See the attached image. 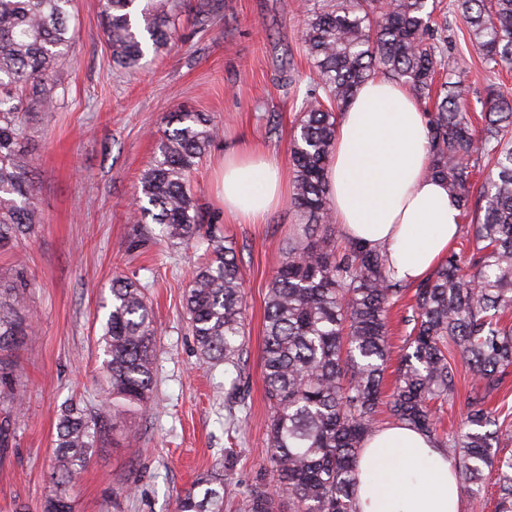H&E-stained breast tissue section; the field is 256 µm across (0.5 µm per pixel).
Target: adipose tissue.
<instances>
[{
    "label": "adipose tissue",
    "instance_id": "adipose-tissue-1",
    "mask_svg": "<svg viewBox=\"0 0 512 512\" xmlns=\"http://www.w3.org/2000/svg\"><path fill=\"white\" fill-rule=\"evenodd\" d=\"M428 165L425 113L401 83L370 77L339 116L328 194L341 236L379 250L405 284L441 263L462 226L461 208ZM221 193L225 214L258 224L286 197L288 172L273 154H228ZM356 504L358 512H460L461 494L445 451L392 424L363 445Z\"/></svg>",
    "mask_w": 512,
    "mask_h": 512
}]
</instances>
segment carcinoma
I'll list each match as a JSON object with an SVG mask.
<instances>
[{"label": "carcinoma", "instance_id": "carcinoma-1", "mask_svg": "<svg viewBox=\"0 0 512 512\" xmlns=\"http://www.w3.org/2000/svg\"><path fill=\"white\" fill-rule=\"evenodd\" d=\"M72 0H0V248L37 233L31 154L25 117L56 101V70L70 61ZM469 40L491 73L512 71V0H453ZM102 28L115 65L133 70L147 43L167 47L177 36L179 0H100ZM429 0H336L308 9L302 41L313 60L316 88L303 99L290 148L300 233L278 261L264 312L263 362L270 417L268 461L279 492L239 493L224 472L208 471L176 499L175 512H357L356 470L365 440L385 407L393 421L428 434L445 449L459 482L494 480L495 512H512V426L488 400L512 374V96L486 92L481 125L468 111L474 90L465 62L443 52L448 22L436 21ZM382 73L418 100L434 101L429 118V173L471 214L466 253L451 251L415 285L405 323L411 326L398 377L382 384L388 361L389 309L407 285L383 255L350 245L336 251L324 172L338 112L368 77ZM154 163L142 175L136 223L151 219L148 239L203 247L210 261L194 268L185 313L202 358L239 368L245 339L243 274L232 246L205 219L190 177L218 128L204 112L177 108L163 118ZM488 159L491 172L471 177ZM33 287L25 258L14 253L11 276L0 280V447L9 446L21 411L14 382L16 352L30 323L22 312ZM101 334L105 401L87 408L70 400L58 413L49 493L41 512H74L72 488L107 432L133 414L145 415L154 386L158 327L146 288L136 277L112 280ZM456 351L474 386L461 428L441 432L438 408L454 400Z\"/></svg>", "mask_w": 512, "mask_h": 512}]
</instances>
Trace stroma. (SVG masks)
<instances>
[{"instance_id":"35a3bbf8","label":"stroma","mask_w":512,"mask_h":512,"mask_svg":"<svg viewBox=\"0 0 512 512\" xmlns=\"http://www.w3.org/2000/svg\"><path fill=\"white\" fill-rule=\"evenodd\" d=\"M303 0H183L178 37L137 70L112 62L99 0H73L70 62L55 74L59 99L27 119L28 179L40 228L23 250L34 286L31 328L14 374L26 396L14 437L0 448V512H41L48 489L56 412L71 397L100 404L95 345L116 274L145 285L162 331L155 404L129 420L135 447L107 436L76 482V512H174L196 476L224 468L238 491L273 487L262 347L273 269L298 231L283 201L261 224L224 213L218 171L227 154L257 147L290 161L301 100L315 78L302 43ZM448 49L464 58L478 92H512V72L484 69L466 25L448 15ZM210 115L218 136L191 177L195 195L231 242L244 282L246 345L240 366L244 409L224 401V364L203 362L188 326L184 295L201 249L151 244L130 249L135 187L156 157L162 119L177 107ZM246 416L244 430L229 429Z\"/></svg>"}]
</instances>
